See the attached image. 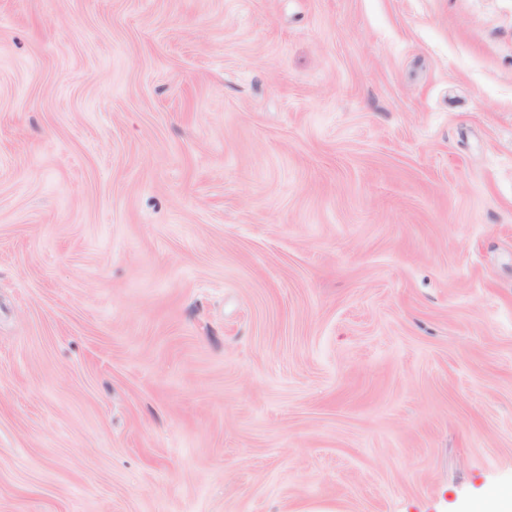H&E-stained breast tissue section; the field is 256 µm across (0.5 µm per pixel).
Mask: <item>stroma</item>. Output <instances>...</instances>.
<instances>
[{"label":"stroma","instance_id":"1","mask_svg":"<svg viewBox=\"0 0 512 512\" xmlns=\"http://www.w3.org/2000/svg\"><path fill=\"white\" fill-rule=\"evenodd\" d=\"M511 485L512 0H0V512Z\"/></svg>","mask_w":512,"mask_h":512}]
</instances>
